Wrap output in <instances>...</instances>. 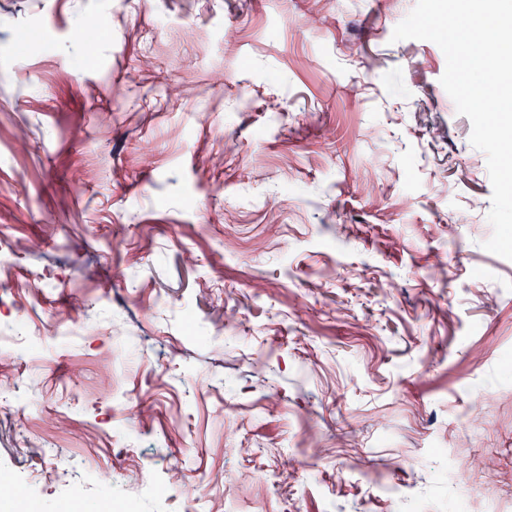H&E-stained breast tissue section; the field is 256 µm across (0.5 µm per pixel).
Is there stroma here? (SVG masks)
I'll list each match as a JSON object with an SVG mask.
<instances>
[{"mask_svg": "<svg viewBox=\"0 0 512 512\" xmlns=\"http://www.w3.org/2000/svg\"><path fill=\"white\" fill-rule=\"evenodd\" d=\"M415 5L0 0V336L37 340L0 350V472L29 512L512 497V260L442 50L391 39Z\"/></svg>", "mask_w": 512, "mask_h": 512, "instance_id": "obj_1", "label": "stroma"}]
</instances>
